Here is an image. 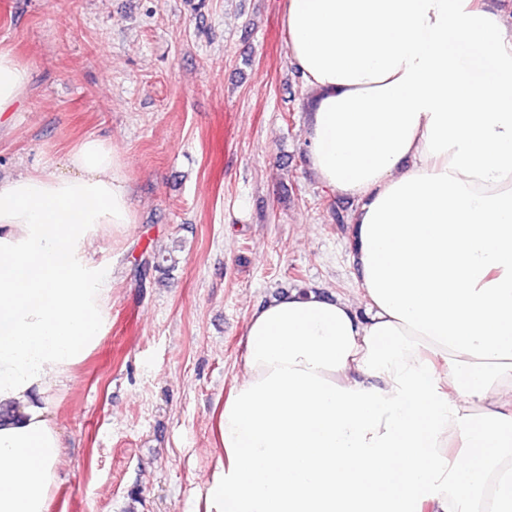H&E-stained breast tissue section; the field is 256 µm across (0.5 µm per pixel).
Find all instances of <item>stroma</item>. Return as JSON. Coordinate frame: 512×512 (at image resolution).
<instances>
[{"label": "stroma", "mask_w": 512, "mask_h": 512, "mask_svg": "<svg viewBox=\"0 0 512 512\" xmlns=\"http://www.w3.org/2000/svg\"><path fill=\"white\" fill-rule=\"evenodd\" d=\"M285 0H0V47L30 71L0 136V177L88 135L127 164L136 222L112 267L111 320L57 400L66 450L50 512H194L253 307L294 288L350 293L352 211L307 171L306 88ZM175 267L136 277L142 249Z\"/></svg>", "instance_id": "stroma-1"}]
</instances>
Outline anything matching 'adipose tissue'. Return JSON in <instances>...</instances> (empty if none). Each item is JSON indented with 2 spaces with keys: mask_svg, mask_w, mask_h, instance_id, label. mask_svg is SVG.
Here are the masks:
<instances>
[{
  "mask_svg": "<svg viewBox=\"0 0 512 512\" xmlns=\"http://www.w3.org/2000/svg\"><path fill=\"white\" fill-rule=\"evenodd\" d=\"M283 25L356 295L253 309L203 512H512V25L485 0H286ZM28 83L0 49V114ZM67 164L0 180V512H49L54 402L108 322L92 244L135 221L109 140Z\"/></svg>",
  "mask_w": 512,
  "mask_h": 512,
  "instance_id": "adipose-tissue-1",
  "label": "adipose tissue"
}]
</instances>
